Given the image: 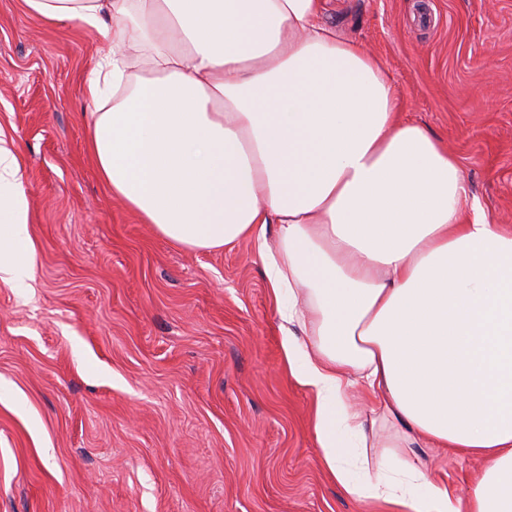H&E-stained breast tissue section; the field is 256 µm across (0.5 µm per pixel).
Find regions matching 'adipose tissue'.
Wrapping results in <instances>:
<instances>
[{
  "instance_id": "1",
  "label": "adipose tissue",
  "mask_w": 512,
  "mask_h": 512,
  "mask_svg": "<svg viewBox=\"0 0 512 512\" xmlns=\"http://www.w3.org/2000/svg\"><path fill=\"white\" fill-rule=\"evenodd\" d=\"M23 5L110 45L85 97L113 196L188 249L253 242L344 493L395 512H512V227L467 211L462 168L404 119L383 61L325 24L322 0ZM29 218L0 136V280L18 288ZM372 423L392 449L374 460ZM401 448L483 466L461 496Z\"/></svg>"
}]
</instances>
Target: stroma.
Returning a JSON list of instances; mask_svg holds the SVG:
<instances>
[{
	"mask_svg": "<svg viewBox=\"0 0 512 512\" xmlns=\"http://www.w3.org/2000/svg\"><path fill=\"white\" fill-rule=\"evenodd\" d=\"M323 20L512 227V0H324ZM109 49L0 0V132L35 247L27 289L0 281V512H387L323 464L253 243L184 248L103 185L82 83ZM418 454L459 494L479 465Z\"/></svg>",
	"mask_w": 512,
	"mask_h": 512,
	"instance_id": "obj_1",
	"label": "stroma"
}]
</instances>
